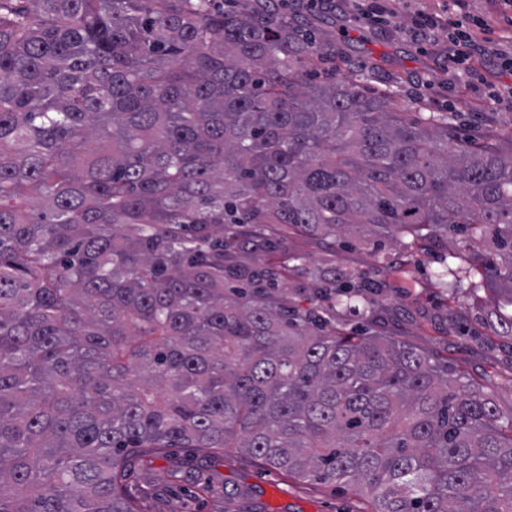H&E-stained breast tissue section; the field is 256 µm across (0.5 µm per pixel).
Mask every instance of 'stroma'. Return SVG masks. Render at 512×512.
<instances>
[{
	"mask_svg": "<svg viewBox=\"0 0 512 512\" xmlns=\"http://www.w3.org/2000/svg\"><path fill=\"white\" fill-rule=\"evenodd\" d=\"M288 11L305 14V33L322 48L337 72L365 82L377 95H388L408 112H432L448 122L455 139L490 141L512 149V108L492 105L484 95L465 89L448 72V34L419 48L401 31L415 9L446 13L448 0H388L399 21L395 27H368L350 0L340 10L309 9L305 0H286ZM285 244L301 254L297 266L286 255H273L282 266V291L299 310L327 307L318 292L317 268L333 265L355 279L381 283L373 307L337 311V319L359 333L382 334L428 352L447 366L449 375L490 385L503 415H512V336L497 335L488 325L498 297L494 282L481 273L464 278L448 293L436 274L448 262V251L422 241L417 248L405 237L365 247L337 243L325 248L318 240L289 235ZM129 491L144 512H371L368 497L347 486L291 476L235 448L209 454L197 448H161L153 470H132Z\"/></svg>",
	"mask_w": 512,
	"mask_h": 512,
	"instance_id": "stroma-1",
	"label": "stroma"
}]
</instances>
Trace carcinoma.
Listing matches in <instances>:
<instances>
[{"instance_id": "1", "label": "carcinoma", "mask_w": 512, "mask_h": 512, "mask_svg": "<svg viewBox=\"0 0 512 512\" xmlns=\"http://www.w3.org/2000/svg\"><path fill=\"white\" fill-rule=\"evenodd\" d=\"M30 2L0 0V512H141L156 448H243L375 512H512L491 395L295 310L240 251L451 231L512 304V152L309 81L279 0Z\"/></svg>"}]
</instances>
